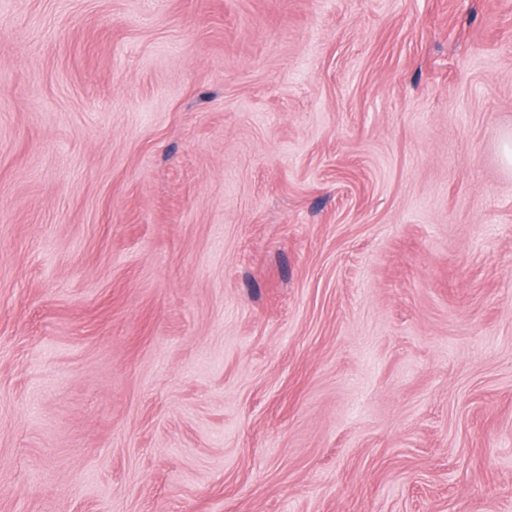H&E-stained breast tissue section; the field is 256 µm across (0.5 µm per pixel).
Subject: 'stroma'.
<instances>
[{"instance_id": "35a3bbf8", "label": "stroma", "mask_w": 512, "mask_h": 512, "mask_svg": "<svg viewBox=\"0 0 512 512\" xmlns=\"http://www.w3.org/2000/svg\"><path fill=\"white\" fill-rule=\"evenodd\" d=\"M512 0H0V512H512Z\"/></svg>"}]
</instances>
